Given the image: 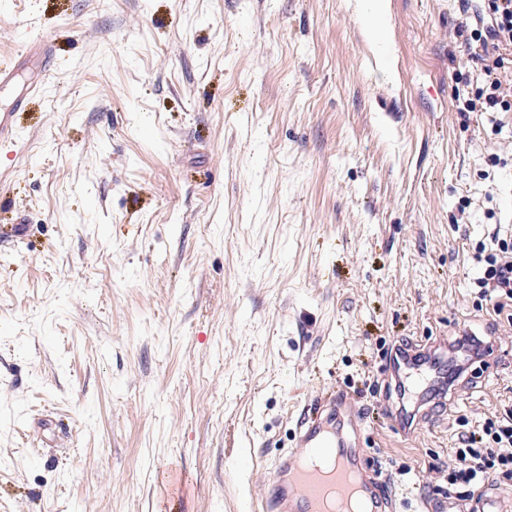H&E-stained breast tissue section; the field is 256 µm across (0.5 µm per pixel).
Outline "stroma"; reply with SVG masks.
Instances as JSON below:
<instances>
[{"instance_id":"1","label":"stroma","mask_w":512,"mask_h":512,"mask_svg":"<svg viewBox=\"0 0 512 512\" xmlns=\"http://www.w3.org/2000/svg\"><path fill=\"white\" fill-rule=\"evenodd\" d=\"M386 7L378 44L362 0H0V64L54 45L0 145V512H261L331 390L397 512L447 488L458 419L512 400L472 260L512 112L456 107L459 0ZM462 330L494 371L398 434L386 350Z\"/></svg>"}]
</instances>
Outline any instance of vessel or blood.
<instances>
[{
	"instance_id": "obj_1",
	"label": "vessel or blood",
	"mask_w": 512,
	"mask_h": 512,
	"mask_svg": "<svg viewBox=\"0 0 512 512\" xmlns=\"http://www.w3.org/2000/svg\"><path fill=\"white\" fill-rule=\"evenodd\" d=\"M51 54L46 36L29 42L0 66V89L11 93L9 105L0 109V141L14 138L15 114L40 91L38 73L46 69ZM446 347L443 341L403 345L401 368L411 371L414 386L431 390V373L446 359ZM321 409L319 417L299 423L297 451L276 462L264 512H330L344 501L360 504V512H394L395 496L359 448L355 413L344 395L330 393Z\"/></svg>"
}]
</instances>
